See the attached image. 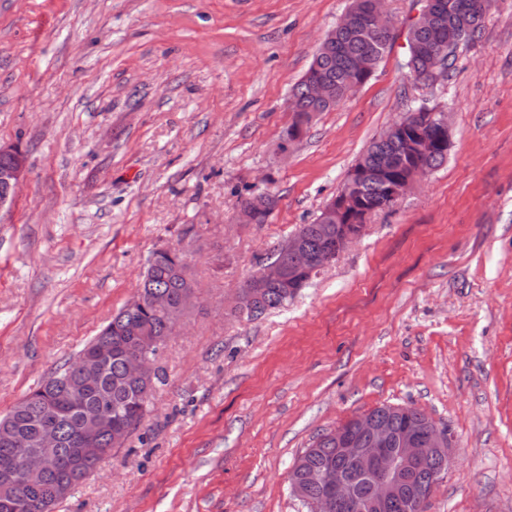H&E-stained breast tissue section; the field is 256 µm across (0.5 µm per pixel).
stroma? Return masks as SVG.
Returning <instances> with one entry per match:
<instances>
[{"mask_svg":"<svg viewBox=\"0 0 512 512\" xmlns=\"http://www.w3.org/2000/svg\"><path fill=\"white\" fill-rule=\"evenodd\" d=\"M350 0H0V145L27 175L0 219V416L182 249L201 299L156 364L130 440L54 512H308L290 492L314 438L384 404L446 429L426 512H512V0L450 77L403 67L417 0L370 80L281 153L288 97ZM428 100L446 162L287 306L230 309L311 223L366 145ZM269 192L263 224L238 195Z\"/></svg>","mask_w":512,"mask_h":512,"instance_id":"stroma-1","label":"stroma"}]
</instances>
